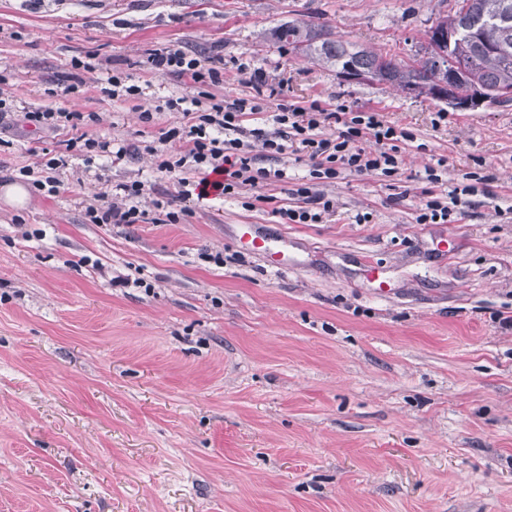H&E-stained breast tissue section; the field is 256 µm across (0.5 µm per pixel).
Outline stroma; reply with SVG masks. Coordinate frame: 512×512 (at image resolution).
<instances>
[{
  "label": "stroma",
  "instance_id": "obj_1",
  "mask_svg": "<svg viewBox=\"0 0 512 512\" xmlns=\"http://www.w3.org/2000/svg\"><path fill=\"white\" fill-rule=\"evenodd\" d=\"M454 0H0V68L32 108L95 112L93 134L150 141L181 126L139 114L188 83L149 50L220 45L299 106L378 112L411 131L399 172L341 173L320 224L274 207L309 181L286 154L274 202L177 200L154 159L85 162L59 195L0 196V512H512V103L454 111L387 85L349 83L274 42L314 20L407 58ZM96 54L142 93L112 100L101 72L48 96ZM447 113L436 122L437 113ZM55 139L0 150V188ZM445 190L491 176L450 224H419L426 166ZM149 182L186 208L177 224H89L103 186ZM369 214L366 224L356 223ZM283 240L277 271L237 225ZM45 237H38V230ZM142 280L113 286L112 277ZM386 282L387 296L378 284Z\"/></svg>",
  "mask_w": 512,
  "mask_h": 512
}]
</instances>
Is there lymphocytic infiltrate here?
<instances>
[{"label": "lymphocytic infiltrate", "instance_id": "lymphocytic-infiltrate-1", "mask_svg": "<svg viewBox=\"0 0 512 512\" xmlns=\"http://www.w3.org/2000/svg\"><path fill=\"white\" fill-rule=\"evenodd\" d=\"M147 62L152 72L189 79L193 92L167 98L166 110L182 113L181 127L168 130L156 144L139 148L136 144L110 143L88 134L89 126L98 120L93 112H69L65 109H29L21 100L0 97V146H5L10 131L29 127L37 132L71 131L62 150L43 154L35 167L21 168V176L30 178L40 192L59 194L63 182L60 171L68 166L71 153L86 157L105 156L112 162L138 156L147 151L155 160L156 171L170 175L185 169L199 173L196 181L180 179L179 199L203 202L213 197L235 195L243 186H272L282 181L285 172L276 162L288 149L305 154L313 163L311 176L335 178L340 171L356 173L377 171L390 177L399 169L400 145L412 138L410 132L383 120L377 112H359L340 104L330 110L314 101L301 107L287 102L276 106L271 129L252 126L254 116L264 114L262 93L267 78L261 70H248L237 64L239 73L247 74L255 94L252 98L230 101L218 98L215 89L224 83V56L211 51L204 56L191 53L179 45L151 50ZM335 124L337 131L324 135L323 127ZM261 154H254V147ZM273 160V168L258 166V157ZM431 186L417 208V223L447 224L463 196L473 193L472 185L454 187L447 196L436 195L434 189L443 179L435 167L425 169ZM119 202H112L108 192H101L95 203L85 208L84 218L90 224H140L147 212L141 202L146 184L134 180L118 184ZM294 206L275 208L274 214L284 224H319L335 212L332 200L314 189L312 183L300 184L293 191Z\"/></svg>", "mask_w": 512, "mask_h": 512}]
</instances>
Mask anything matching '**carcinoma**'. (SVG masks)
<instances>
[{"instance_id": "carcinoma-1", "label": "carcinoma", "mask_w": 512, "mask_h": 512, "mask_svg": "<svg viewBox=\"0 0 512 512\" xmlns=\"http://www.w3.org/2000/svg\"><path fill=\"white\" fill-rule=\"evenodd\" d=\"M441 25L457 29L460 36L439 52L433 42L435 27ZM275 39L336 70L338 76L370 75L398 91L418 86L433 100H441L437 91L450 74L460 94L477 89L490 104L498 102L500 91L512 89V0H455L448 14L436 18L426 44L409 60L331 38L324 25L313 21L281 25Z\"/></svg>"}]
</instances>
